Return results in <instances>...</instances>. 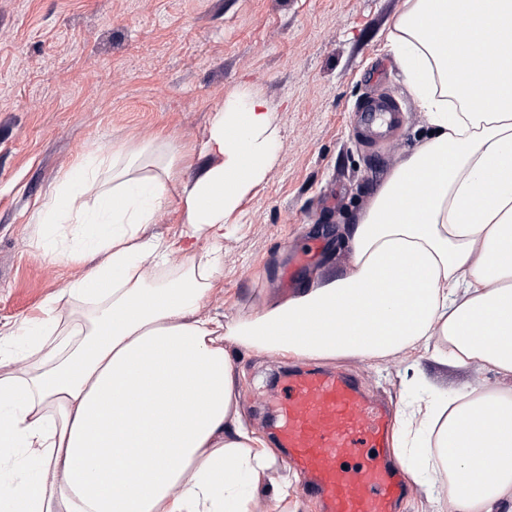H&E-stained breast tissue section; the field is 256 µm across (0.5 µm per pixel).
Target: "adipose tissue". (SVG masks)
<instances>
[{"instance_id":"1","label":"adipose tissue","mask_w":512,"mask_h":512,"mask_svg":"<svg viewBox=\"0 0 512 512\" xmlns=\"http://www.w3.org/2000/svg\"><path fill=\"white\" fill-rule=\"evenodd\" d=\"M395 29L427 135L346 227L348 262L262 314L202 307L224 226L275 157L265 98L214 111L207 161L179 183L180 238L145 233L186 162L166 139L83 158L58 180L36 221L71 231L43 255L86 271L62 294L66 314L51 305L0 332L6 512H255L265 482L287 501L276 453L240 421L231 344L512 377V0H403ZM393 452L436 507L499 512L512 497V387L402 401Z\"/></svg>"}]
</instances>
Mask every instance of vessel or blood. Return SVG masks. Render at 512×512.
Wrapping results in <instances>:
<instances>
[{
    "label": "vessel or blood",
    "instance_id": "b4317fda",
    "mask_svg": "<svg viewBox=\"0 0 512 512\" xmlns=\"http://www.w3.org/2000/svg\"><path fill=\"white\" fill-rule=\"evenodd\" d=\"M393 113L374 101L360 119L378 128ZM272 406L277 445L325 512H397L411 486L387 451V406L371 402L349 376L316 368L289 373L286 393Z\"/></svg>",
    "mask_w": 512,
    "mask_h": 512
}]
</instances>
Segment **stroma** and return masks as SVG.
Returning <instances> with one entry per match:
<instances>
[{
  "instance_id": "35a3bbf8",
  "label": "stroma",
  "mask_w": 512,
  "mask_h": 512,
  "mask_svg": "<svg viewBox=\"0 0 512 512\" xmlns=\"http://www.w3.org/2000/svg\"><path fill=\"white\" fill-rule=\"evenodd\" d=\"M402 0H0V324L40 314L80 273L44 260L35 210L81 155L165 136L197 152L213 111L239 92L275 108L280 135L263 182L224 227V269L204 304L216 317L260 312L348 260L343 231L419 145L426 117L390 39ZM377 97L402 111L379 139L359 125ZM244 426L275 428L268 398L294 367L232 349ZM407 362L330 363L399 405ZM440 391L495 386L490 370L424 362Z\"/></svg>"
}]
</instances>
